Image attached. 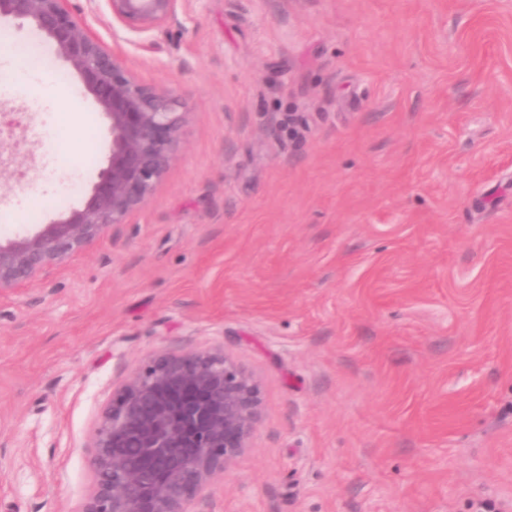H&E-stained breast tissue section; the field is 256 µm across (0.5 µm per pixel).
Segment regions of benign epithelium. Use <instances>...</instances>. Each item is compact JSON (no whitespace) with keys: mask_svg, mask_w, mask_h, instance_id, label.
<instances>
[{"mask_svg":"<svg viewBox=\"0 0 512 512\" xmlns=\"http://www.w3.org/2000/svg\"><path fill=\"white\" fill-rule=\"evenodd\" d=\"M68 0H0V19L30 21L55 45L108 123L112 150L79 208L0 241V295L37 286L50 270L123 224L153 195L187 113L169 90L141 82L67 7ZM112 19L148 33L182 0H104ZM254 380L229 356L161 353L136 368L95 433L96 488L84 512H185L247 447L258 417Z\"/></svg>","mask_w":512,"mask_h":512,"instance_id":"7a95c632","label":"benign epithelium"}]
</instances>
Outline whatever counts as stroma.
<instances>
[{"mask_svg":"<svg viewBox=\"0 0 512 512\" xmlns=\"http://www.w3.org/2000/svg\"><path fill=\"white\" fill-rule=\"evenodd\" d=\"M188 119L125 223L0 297V512H82L95 431L157 353L257 383L187 512H512V0H69ZM111 137L0 21V239L80 207ZM112 20L138 33H148L174 17L184 0H103Z\"/></svg>","mask_w":512,"mask_h":512,"instance_id":"1","label":"stroma"}]
</instances>
